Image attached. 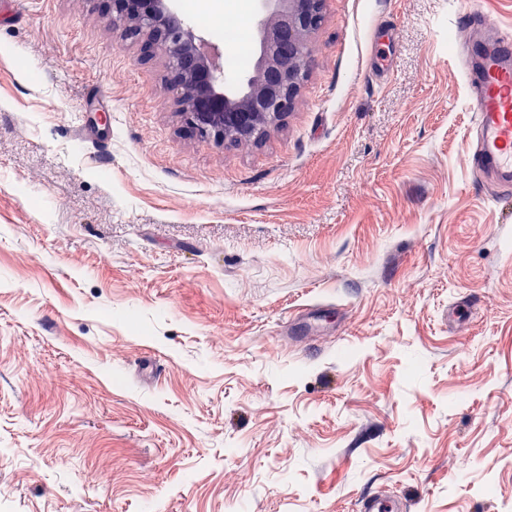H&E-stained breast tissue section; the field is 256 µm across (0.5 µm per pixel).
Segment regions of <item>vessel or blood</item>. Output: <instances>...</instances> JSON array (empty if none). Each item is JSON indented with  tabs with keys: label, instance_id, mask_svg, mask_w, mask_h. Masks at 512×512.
<instances>
[{
	"label": "vessel or blood",
	"instance_id": "b4317fda",
	"mask_svg": "<svg viewBox=\"0 0 512 512\" xmlns=\"http://www.w3.org/2000/svg\"><path fill=\"white\" fill-rule=\"evenodd\" d=\"M473 38L488 46L479 70H467L469 108L475 115L476 139L468 152L477 175L490 179L498 193L512 192V37L498 33L490 21L472 30ZM477 308L469 297L448 307V323H466ZM354 512H410V502L390 492L359 497Z\"/></svg>",
	"mask_w": 512,
	"mask_h": 512
}]
</instances>
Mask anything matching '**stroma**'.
<instances>
[{
	"mask_svg": "<svg viewBox=\"0 0 512 512\" xmlns=\"http://www.w3.org/2000/svg\"><path fill=\"white\" fill-rule=\"evenodd\" d=\"M469 14L512 32V0H327L293 110L222 145L100 0H0V512H512ZM477 302L465 296L448 305V325L458 327L466 323L477 309ZM354 512H410V501L390 492H373L359 497Z\"/></svg>",
	"mask_w": 512,
	"mask_h": 512,
	"instance_id": "1",
	"label": "stroma"
}]
</instances>
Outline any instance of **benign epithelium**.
I'll use <instances>...</instances> for the list:
<instances>
[{
    "mask_svg": "<svg viewBox=\"0 0 512 512\" xmlns=\"http://www.w3.org/2000/svg\"><path fill=\"white\" fill-rule=\"evenodd\" d=\"M104 18L134 34L143 29L144 57L169 58L168 84L186 125L222 144H247L279 123L295 104L306 40L320 25L325 0H262L256 74L232 85L219 53L196 36L168 0H104Z\"/></svg>",
    "mask_w": 512,
    "mask_h": 512,
    "instance_id": "1",
    "label": "benign epithelium"
}]
</instances>
